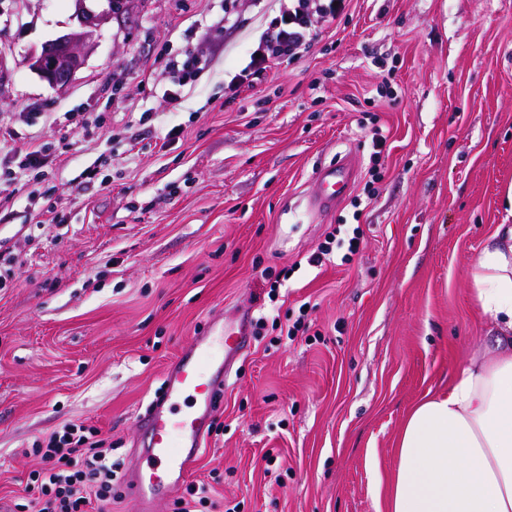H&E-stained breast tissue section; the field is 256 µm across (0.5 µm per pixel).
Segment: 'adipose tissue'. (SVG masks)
I'll use <instances>...</instances> for the list:
<instances>
[{"mask_svg": "<svg viewBox=\"0 0 512 512\" xmlns=\"http://www.w3.org/2000/svg\"><path fill=\"white\" fill-rule=\"evenodd\" d=\"M471 284L496 346L407 416L390 512H512V224L489 236Z\"/></svg>", "mask_w": 512, "mask_h": 512, "instance_id": "1", "label": "adipose tissue"}]
</instances>
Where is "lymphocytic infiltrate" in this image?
<instances>
[{
    "instance_id": "1",
    "label": "lymphocytic infiltrate",
    "mask_w": 512,
    "mask_h": 512,
    "mask_svg": "<svg viewBox=\"0 0 512 512\" xmlns=\"http://www.w3.org/2000/svg\"><path fill=\"white\" fill-rule=\"evenodd\" d=\"M347 0H287L272 31L260 37L248 63L236 73L231 90L252 88L279 60H295L317 40L319 22L336 20ZM37 467L25 491L38 512H107L118 499L112 449L93 429L72 424L35 445Z\"/></svg>"
}]
</instances>
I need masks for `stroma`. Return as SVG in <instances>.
I'll use <instances>...</instances> for the list:
<instances>
[{
	"label": "stroma",
	"mask_w": 512,
	"mask_h": 512,
	"mask_svg": "<svg viewBox=\"0 0 512 512\" xmlns=\"http://www.w3.org/2000/svg\"><path fill=\"white\" fill-rule=\"evenodd\" d=\"M281 6L128 0L59 90L25 58L77 29L74 0H0V158L34 141L62 154L0 201L19 274L0 288V504L24 502L33 442L68 424L126 465L168 363L246 311L272 325L235 363L190 482L238 512H389L407 415L493 347L469 288L512 224V0H349L308 52L233 94ZM188 51L209 66L175 108L166 62ZM341 159L353 185L316 212L314 176ZM353 222L352 262L337 248L306 265ZM302 312L304 335L277 342ZM347 224H337L331 231H329L325 237L324 244H320L316 251H314L309 257H307V263L310 266L321 267L325 264L326 261L330 262L333 248L330 246L335 241L337 244L342 240L345 242V238H342L343 234L347 238V253L344 254L341 258L342 262H346L350 260V256L356 255L359 251L362 237V230L360 229V225H357L354 228H346Z\"/></svg>",
	"instance_id": "stroma-1"
}]
</instances>
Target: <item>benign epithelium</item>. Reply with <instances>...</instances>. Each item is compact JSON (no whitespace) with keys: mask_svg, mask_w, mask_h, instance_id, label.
<instances>
[{"mask_svg":"<svg viewBox=\"0 0 512 512\" xmlns=\"http://www.w3.org/2000/svg\"><path fill=\"white\" fill-rule=\"evenodd\" d=\"M75 2L79 30L47 42L40 52L26 59V65L33 73L58 89H65L73 82L95 45L97 30L122 5L120 0H107L108 8L94 13L86 7L85 0Z\"/></svg>","mask_w":512,"mask_h":512,"instance_id":"1","label":"benign epithelium"}]
</instances>
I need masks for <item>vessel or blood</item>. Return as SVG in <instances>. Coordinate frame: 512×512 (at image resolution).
Returning <instances> with one entry per match:
<instances>
[{"mask_svg":"<svg viewBox=\"0 0 512 512\" xmlns=\"http://www.w3.org/2000/svg\"><path fill=\"white\" fill-rule=\"evenodd\" d=\"M345 162L323 169L320 208H331L352 183ZM250 319L226 327L222 344L197 335L167 366L159 395L140 415L143 440L134 447L121 480L134 512H154L158 500L177 494L199 462L211 421L223 401L234 362L251 348Z\"/></svg>","mask_w":512,"mask_h":512,"instance_id":"obj_1","label":"vessel or blood"}]
</instances>
